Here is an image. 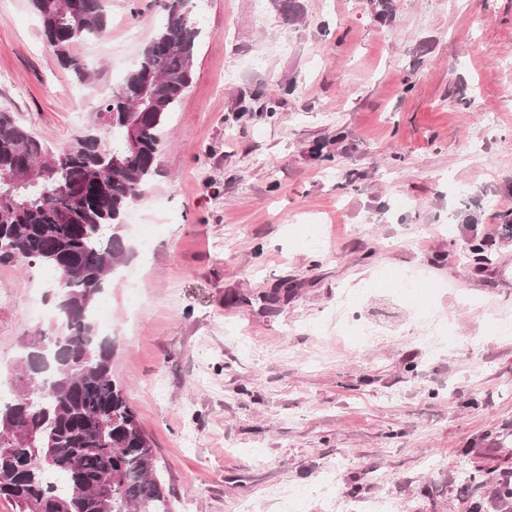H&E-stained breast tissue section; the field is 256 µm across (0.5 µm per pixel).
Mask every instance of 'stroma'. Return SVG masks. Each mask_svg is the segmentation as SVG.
Wrapping results in <instances>:
<instances>
[{
    "mask_svg": "<svg viewBox=\"0 0 512 512\" xmlns=\"http://www.w3.org/2000/svg\"><path fill=\"white\" fill-rule=\"evenodd\" d=\"M167 0H105L79 81L31 0H0V110L67 146ZM185 0L192 79L108 279L112 374L175 512H470L512 471V0ZM322 225L326 243L304 242ZM489 237L496 264L466 258ZM433 286L398 293L387 275ZM53 272L0 265V379L56 319Z\"/></svg>",
    "mask_w": 512,
    "mask_h": 512,
    "instance_id": "1",
    "label": "stroma"
}]
</instances>
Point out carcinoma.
<instances>
[{"instance_id": "1", "label": "carcinoma", "mask_w": 512, "mask_h": 512, "mask_svg": "<svg viewBox=\"0 0 512 512\" xmlns=\"http://www.w3.org/2000/svg\"><path fill=\"white\" fill-rule=\"evenodd\" d=\"M58 64L90 80L73 54L80 38L101 33L103 0H31ZM168 7L164 24L138 64L99 106L110 138L83 134L56 151L10 112L0 110V264L43 265L57 274L59 316L53 334L25 343L20 360L28 385L0 403V498L15 512H172L158 459L124 388L112 377V340L95 333L91 313L109 277L122 273L129 248L120 234L127 209L158 173L162 134L192 79L197 30ZM140 114V148L122 152L125 114ZM469 254L495 257L473 237ZM470 512H481L486 486L512 501V483L470 475Z\"/></svg>"}]
</instances>
